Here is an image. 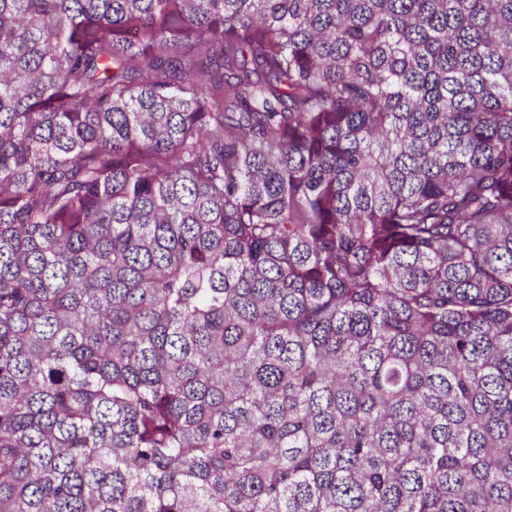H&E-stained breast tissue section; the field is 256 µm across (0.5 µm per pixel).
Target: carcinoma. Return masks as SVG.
Returning a JSON list of instances; mask_svg holds the SVG:
<instances>
[{
  "label": "carcinoma",
  "mask_w": 512,
  "mask_h": 512,
  "mask_svg": "<svg viewBox=\"0 0 512 512\" xmlns=\"http://www.w3.org/2000/svg\"><path fill=\"white\" fill-rule=\"evenodd\" d=\"M0 512H512V0H0Z\"/></svg>",
  "instance_id": "cac0c4a2"
}]
</instances>
